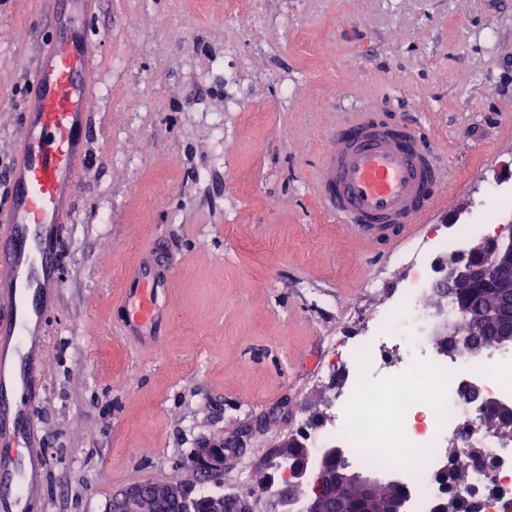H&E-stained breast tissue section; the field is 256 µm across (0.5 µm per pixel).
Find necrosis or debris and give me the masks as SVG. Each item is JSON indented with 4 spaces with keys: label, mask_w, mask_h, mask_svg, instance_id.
<instances>
[{
    "label": "necrosis or debris",
    "mask_w": 512,
    "mask_h": 512,
    "mask_svg": "<svg viewBox=\"0 0 512 512\" xmlns=\"http://www.w3.org/2000/svg\"><path fill=\"white\" fill-rule=\"evenodd\" d=\"M495 232L492 224L439 228L398 255L412 277L329 347L345 391L325 422L304 416L298 423L312 458L336 447L349 463L400 476L411 512H435L450 496L475 512H512V432L488 433L480 406L489 398L512 407V351L496 346L477 356L447 355L433 351L429 340L440 318L430 298L440 291L448 253ZM447 464L463 473L461 483L440 479Z\"/></svg>",
    "instance_id": "necrosis-or-debris-1"
}]
</instances>
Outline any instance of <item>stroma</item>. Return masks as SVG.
I'll return each instance as SVG.
<instances>
[{
	"instance_id": "stroma-1",
	"label": "stroma",
	"mask_w": 512,
	"mask_h": 512,
	"mask_svg": "<svg viewBox=\"0 0 512 512\" xmlns=\"http://www.w3.org/2000/svg\"><path fill=\"white\" fill-rule=\"evenodd\" d=\"M98 66L77 221L43 340L36 408L47 458L32 512H105L134 482L193 479L197 450L235 449L223 482L337 390L325 345L410 276L330 221L317 191L331 129L374 103L424 128L453 171L447 217L512 198V0H97L73 14ZM44 0H0V158L15 87L56 39ZM177 256L163 353L113 333L123 267L156 232ZM378 278L381 290L366 283Z\"/></svg>"
}]
</instances>
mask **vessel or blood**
Instances as JSON below:
<instances>
[{"label":"vessel or blood","instance_id":"obj_1","mask_svg":"<svg viewBox=\"0 0 512 512\" xmlns=\"http://www.w3.org/2000/svg\"><path fill=\"white\" fill-rule=\"evenodd\" d=\"M34 86L0 205V512H28L43 494L46 461L34 416L42 336L61 286L64 229L76 218L96 90L82 33L48 43ZM450 182L418 126L378 121L363 107L330 132L318 191L328 217L352 237L392 246L445 213ZM174 277L172 247L157 233L122 271L118 336L149 348L164 342Z\"/></svg>","mask_w":512,"mask_h":512}]
</instances>
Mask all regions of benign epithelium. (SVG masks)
I'll use <instances>...</instances> for the list:
<instances>
[{
	"instance_id": "benign-epithelium-1",
	"label": "benign epithelium",
	"mask_w": 512,
	"mask_h": 512,
	"mask_svg": "<svg viewBox=\"0 0 512 512\" xmlns=\"http://www.w3.org/2000/svg\"><path fill=\"white\" fill-rule=\"evenodd\" d=\"M445 279L446 285L455 291L479 285L493 288L495 301L477 310L464 309L462 323L472 332L485 324H496L503 334L512 335V229L506 235L498 231L482 238L470 248L469 255L450 261ZM441 332L448 337L442 349L468 348L471 337L462 335L459 325L446 322ZM298 445L299 439L291 435L258 463L262 470L273 460L282 467L283 481L278 491L260 497L241 494L235 500L234 512H293L295 502L300 504V512H346V505L353 502L362 507V512H408V499L403 495L376 501L375 491L382 482L351 472L340 461V449H327L322 454V463L315 466L307 453L292 459L281 452ZM197 457L206 476L223 474V448H200ZM192 490L193 484L175 478L148 501L146 485L133 483L112 496L107 512H143L145 507L151 512H193Z\"/></svg>"
}]
</instances>
